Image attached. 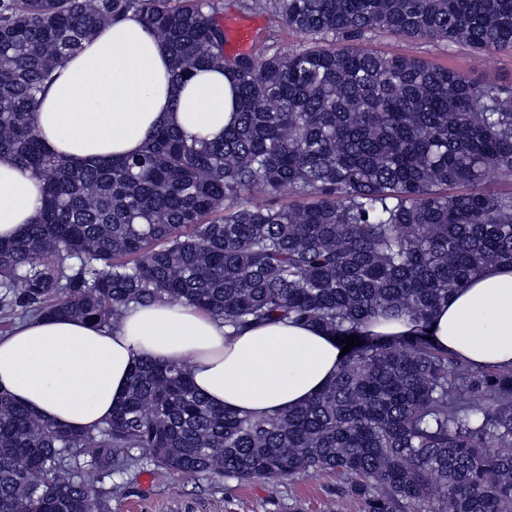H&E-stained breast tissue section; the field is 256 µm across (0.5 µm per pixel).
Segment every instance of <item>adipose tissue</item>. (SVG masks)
<instances>
[{
  "label": "adipose tissue",
  "mask_w": 512,
  "mask_h": 512,
  "mask_svg": "<svg viewBox=\"0 0 512 512\" xmlns=\"http://www.w3.org/2000/svg\"><path fill=\"white\" fill-rule=\"evenodd\" d=\"M237 122L233 78L214 68L173 84L170 57L134 15L114 21L68 58L34 114L55 155L107 162L139 152L171 127L218 138ZM43 181L0 160V238L16 236L41 207ZM435 343L477 366L512 363V266L479 271L433 315ZM335 338L311 324L236 330L193 306L129 305L116 324L36 316L0 336V391L45 422L92 432L125 396L138 361L192 360L196 388L214 405L260 415L296 407L341 363Z\"/></svg>",
  "instance_id": "ef3b65f1"
}]
</instances>
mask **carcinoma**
<instances>
[{"instance_id":"1","label":"carcinoma","mask_w":512,"mask_h":512,"mask_svg":"<svg viewBox=\"0 0 512 512\" xmlns=\"http://www.w3.org/2000/svg\"><path fill=\"white\" fill-rule=\"evenodd\" d=\"M275 8L301 43L230 58L218 0H0V159L44 184L36 222L0 239L1 314L107 324L165 299L226 326L303 321L360 340L310 400L259 416L211 404L187 361L138 362L95 432L0 392V512H111L113 476L144 463L239 481L331 472L367 512H512V366L426 339L453 291L512 265V191L484 186L512 181V84L362 46L383 31L511 51L512 0ZM130 13L174 83L232 75L237 125L216 141L158 129L106 164L54 155L34 127L38 95ZM402 313L406 336L368 329Z\"/></svg>"}]
</instances>
